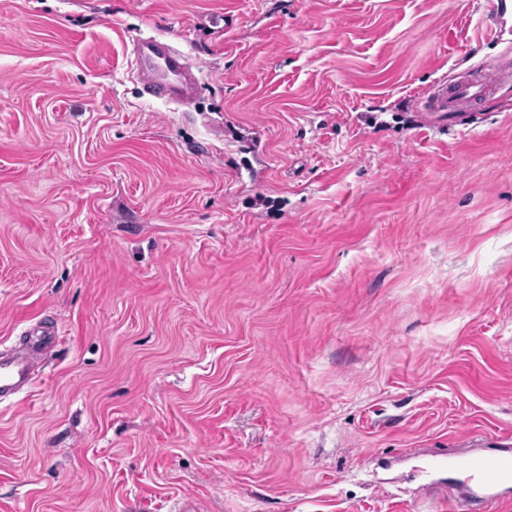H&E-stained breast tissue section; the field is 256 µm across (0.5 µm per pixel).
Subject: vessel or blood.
I'll use <instances>...</instances> for the list:
<instances>
[{
    "label": "vessel or blood",
    "mask_w": 512,
    "mask_h": 512,
    "mask_svg": "<svg viewBox=\"0 0 512 512\" xmlns=\"http://www.w3.org/2000/svg\"><path fill=\"white\" fill-rule=\"evenodd\" d=\"M137 77L149 94L170 101L187 103L194 99L198 83L187 57L171 50L166 44L146 40L134 51ZM512 83V62L495 61L457 75L450 84L441 85L421 98V105L439 114H458L477 100L489 97L502 86ZM30 364L18 357L0 361V393L6 394L29 383ZM434 470L448 469L461 476L470 488L471 499L491 503L496 501L498 488L512 484V452L494 454L465 453L453 457L431 459Z\"/></svg>",
    "instance_id": "b4317fda"
}]
</instances>
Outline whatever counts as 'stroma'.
<instances>
[{
  "instance_id": "stroma-1",
  "label": "stroma",
  "mask_w": 512,
  "mask_h": 512,
  "mask_svg": "<svg viewBox=\"0 0 512 512\" xmlns=\"http://www.w3.org/2000/svg\"><path fill=\"white\" fill-rule=\"evenodd\" d=\"M492 0H0V512H448L512 448ZM197 68L149 96L133 48ZM137 77L148 93L170 102L189 103L197 93L198 83L187 57L166 44L141 41L135 51ZM512 83L511 58L495 61L457 75L449 84L443 83L436 91L423 97L419 103L433 114L453 113L467 110L474 102L494 94L502 86ZM30 381V364L27 357H17L6 362L0 359L1 396L14 391L20 385L29 384ZM433 470L448 468L460 475L462 482L469 485L470 497L465 500H478L491 503L498 500V488L512 484V452L502 450L494 454L465 453L453 457L435 456L430 461Z\"/></svg>"
}]
</instances>
